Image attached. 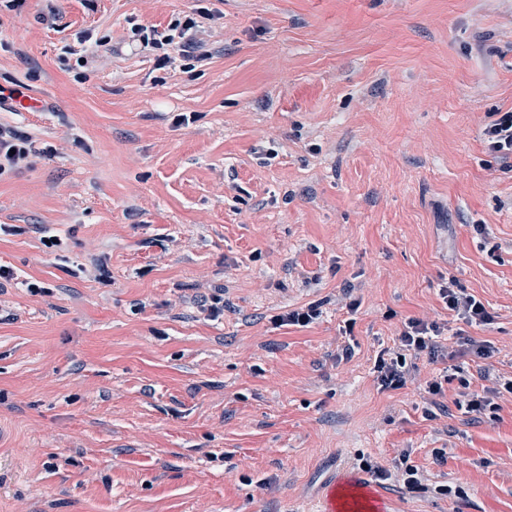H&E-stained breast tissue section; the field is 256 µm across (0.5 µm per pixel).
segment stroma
I'll return each instance as SVG.
<instances>
[{
    "label": "stroma",
    "mask_w": 512,
    "mask_h": 512,
    "mask_svg": "<svg viewBox=\"0 0 512 512\" xmlns=\"http://www.w3.org/2000/svg\"><path fill=\"white\" fill-rule=\"evenodd\" d=\"M197 5L0 10V123L35 150L0 176V512H322L354 481L367 512H512V392L455 405L512 379V161L477 136L512 110V0H209L205 66L131 50ZM84 31L113 48L87 72ZM221 287L223 317L186 301ZM411 318L445 355L382 388ZM399 463L421 488L373 473ZM439 295L448 311L453 312L467 326L485 325L493 320L485 305L474 295L467 294L463 288H458L453 278H448V282L440 285ZM320 314V305L311 303L304 308L286 311L276 316L274 321L279 326L299 325L304 327L316 320Z\"/></svg>",
    "instance_id": "35a3bbf8"
}]
</instances>
